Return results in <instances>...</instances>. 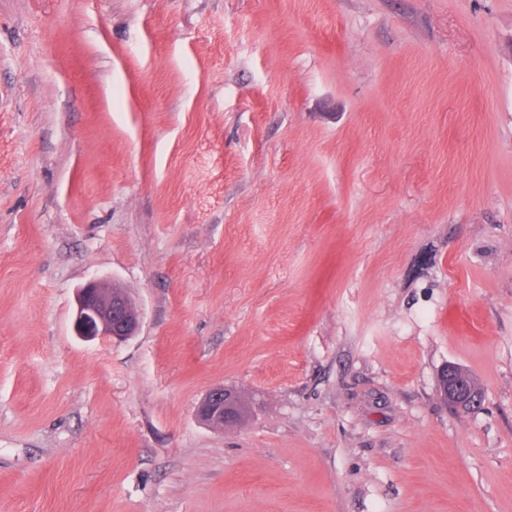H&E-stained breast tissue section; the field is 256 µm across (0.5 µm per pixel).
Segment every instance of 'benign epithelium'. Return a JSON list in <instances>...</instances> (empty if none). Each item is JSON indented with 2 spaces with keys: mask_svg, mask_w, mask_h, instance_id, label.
<instances>
[{
  "mask_svg": "<svg viewBox=\"0 0 512 512\" xmlns=\"http://www.w3.org/2000/svg\"><path fill=\"white\" fill-rule=\"evenodd\" d=\"M141 323L136 305L105 277L92 278L77 291L74 333L84 341L124 340L135 335ZM445 400L460 411L474 408L480 400L466 370L450 365L440 376ZM206 424L222 428L237 422L236 394L222 386L211 389L198 406Z\"/></svg>",
  "mask_w": 512,
  "mask_h": 512,
  "instance_id": "7a95c632",
  "label": "benign epithelium"
}]
</instances>
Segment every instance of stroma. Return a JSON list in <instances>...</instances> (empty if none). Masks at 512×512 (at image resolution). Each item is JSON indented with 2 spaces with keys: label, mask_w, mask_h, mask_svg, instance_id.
I'll return each mask as SVG.
<instances>
[{
  "label": "stroma",
  "mask_w": 512,
  "mask_h": 512,
  "mask_svg": "<svg viewBox=\"0 0 512 512\" xmlns=\"http://www.w3.org/2000/svg\"><path fill=\"white\" fill-rule=\"evenodd\" d=\"M0 512H512V0H0ZM105 277L92 278L77 291L74 333L84 341L124 340L141 323L136 305ZM474 385L475 381L471 377ZM469 374L456 365H448L440 376V385L445 400L460 411H468L478 404L480 392ZM237 399L242 421L248 415L246 404L233 391L224 389V386L215 387L205 395L198 406V415L207 425L224 428V425L236 423L238 420Z\"/></svg>",
  "instance_id": "obj_1"
}]
</instances>
